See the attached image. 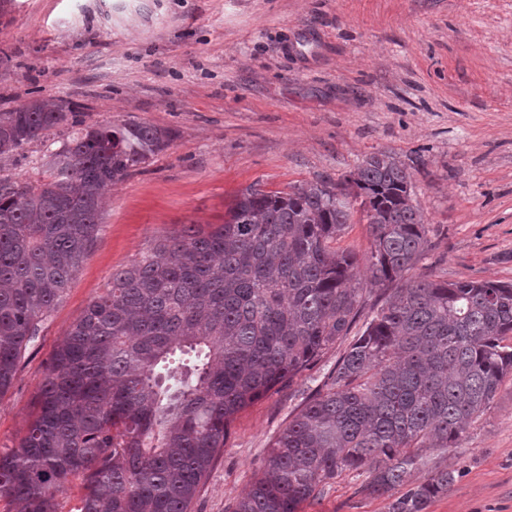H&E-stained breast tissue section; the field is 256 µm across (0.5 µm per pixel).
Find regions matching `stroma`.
Wrapping results in <instances>:
<instances>
[{
    "instance_id": "obj_1",
    "label": "stroma",
    "mask_w": 512,
    "mask_h": 512,
    "mask_svg": "<svg viewBox=\"0 0 512 512\" xmlns=\"http://www.w3.org/2000/svg\"><path fill=\"white\" fill-rule=\"evenodd\" d=\"M80 104L87 124L176 131L106 198L102 232L0 397V451L17 444L51 356L113 272L186 224H220L236 195L325 177L376 152L411 168L429 250L406 274L512 283V0H0V112ZM62 127L0 160L33 180ZM343 344L234 419L191 512H232L267 449ZM457 471L426 512H512V377L458 447L422 448ZM347 470L299 512H389Z\"/></svg>"
}]
</instances>
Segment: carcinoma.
<instances>
[{
  "instance_id": "1",
  "label": "carcinoma",
  "mask_w": 512,
  "mask_h": 512,
  "mask_svg": "<svg viewBox=\"0 0 512 512\" xmlns=\"http://www.w3.org/2000/svg\"><path fill=\"white\" fill-rule=\"evenodd\" d=\"M72 104L0 112V157L76 126ZM172 130L87 125L44 156L34 181L0 180V396L102 228L112 185L170 146ZM407 164L366 157L342 180L287 192L249 186L224 223L185 224L125 268L54 351L23 436L0 452V498L60 512H190L236 415L291 386L361 312L357 256L330 247L360 202L368 282H399L321 390L268 448L232 512H298L345 470L392 496L410 448H449L512 375V284L404 281L430 241ZM455 472L411 485L389 512H426Z\"/></svg>"
}]
</instances>
